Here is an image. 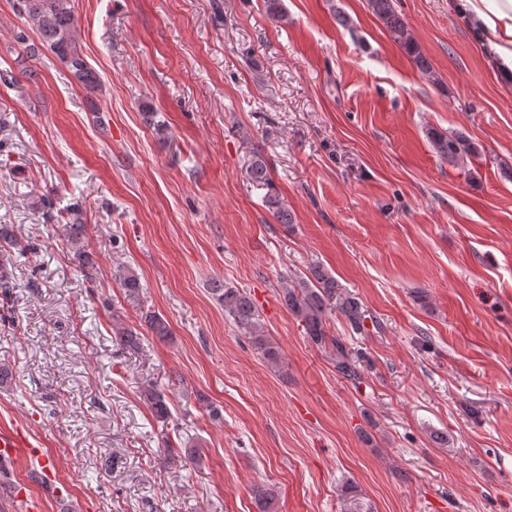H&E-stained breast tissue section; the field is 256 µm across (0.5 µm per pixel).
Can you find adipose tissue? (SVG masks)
Returning a JSON list of instances; mask_svg holds the SVG:
<instances>
[{"label": "adipose tissue", "mask_w": 512, "mask_h": 512, "mask_svg": "<svg viewBox=\"0 0 512 512\" xmlns=\"http://www.w3.org/2000/svg\"><path fill=\"white\" fill-rule=\"evenodd\" d=\"M480 44L497 58L504 77L512 78V0H457Z\"/></svg>", "instance_id": "1"}]
</instances>
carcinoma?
<instances>
[{"label":"carcinoma","instance_id":"carcinoma-1","mask_svg":"<svg viewBox=\"0 0 512 512\" xmlns=\"http://www.w3.org/2000/svg\"><path fill=\"white\" fill-rule=\"evenodd\" d=\"M371 6L393 39L412 57L416 67L425 74L430 73L431 64L408 34L402 17L394 8V0H371ZM13 7L28 27L38 34L36 41L30 40L23 30L16 35L17 42L23 45L29 56L38 58L48 51L72 73L84 89L91 92L100 88L99 79L88 66L76 37L72 0H15ZM430 142L435 153L454 166L463 165L479 156L475 143L460 134L432 132ZM249 174L254 182L269 184L264 158L255 157ZM63 232L69 240L77 242L85 238L87 225L74 214L64 225ZM113 277L128 297L139 296L142 284L133 269L119 265L114 269ZM209 293L224 307V314L249 336L254 350L263 359L271 364L280 361L278 346L266 335L258 310L246 291L226 286L221 280H214L209 285ZM279 298L308 338L330 348L329 358L336 375L354 386L361 384L363 367L358 356L343 338L331 337L327 330L329 315L337 311L345 317L353 330L363 331L367 316L359 300L341 291L336 278L320 265L310 266L307 271L284 280L279 288ZM142 320L151 335L161 341L173 335L169 321L156 312L143 313ZM113 334L121 349L128 352L139 350L143 342L141 331L121 321L115 325ZM141 398L157 419L164 422L171 419L172 412L166 394L157 385L149 382L143 386ZM252 497L259 512H272L275 502L272 489L255 485Z\"/></svg>","mask_w":512,"mask_h":512}]
</instances>
